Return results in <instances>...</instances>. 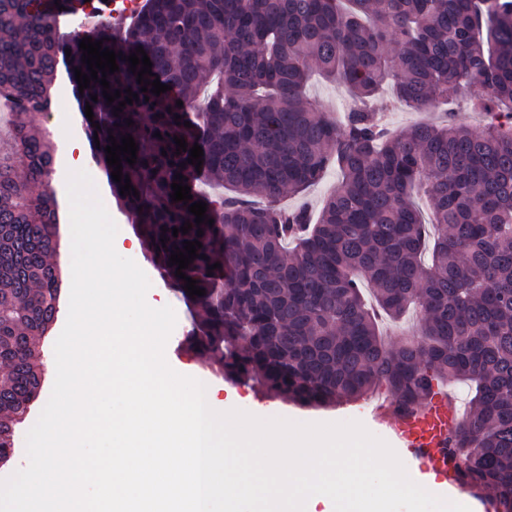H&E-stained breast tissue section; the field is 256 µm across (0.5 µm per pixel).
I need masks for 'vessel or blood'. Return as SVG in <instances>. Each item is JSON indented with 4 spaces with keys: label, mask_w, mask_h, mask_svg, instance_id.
I'll return each mask as SVG.
<instances>
[{
    "label": "vessel or blood",
    "mask_w": 512,
    "mask_h": 512,
    "mask_svg": "<svg viewBox=\"0 0 512 512\" xmlns=\"http://www.w3.org/2000/svg\"><path fill=\"white\" fill-rule=\"evenodd\" d=\"M459 418L454 399L443 389L414 413L393 415L387 425L393 437L421 469L444 477L448 474L444 455L448 434Z\"/></svg>",
    "instance_id": "1"
}]
</instances>
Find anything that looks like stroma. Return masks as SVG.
<instances>
[{"label": "stroma", "instance_id": "1", "mask_svg": "<svg viewBox=\"0 0 512 512\" xmlns=\"http://www.w3.org/2000/svg\"><path fill=\"white\" fill-rule=\"evenodd\" d=\"M56 86L65 90L66 95L61 99L62 109L73 119L69 138L73 142L84 144L83 166L92 176L103 204L111 209L112 217L118 226V233L114 240L116 251L121 256L133 259L148 276L151 282V287L146 295L148 304L155 308L168 305L176 313L177 322L165 349L169 365L179 373L206 379L216 389L219 400L235 406H247L263 417H279L310 423L357 421L388 445H395L396 440L390 434L386 424L373 415L370 399L366 398L354 403H344L328 408H301L280 398L264 397L251 386L225 382L223 378L215 375L212 361L197 357L186 349L183 339L192 327L194 312L184 303L180 294L168 287L158 272L147 262L143 248L133 247L132 242L136 238L133 217L129 213L118 210L103 168L95 163L91 150L86 147L88 137L84 130L83 113L78 107V100L73 92L66 67H59ZM52 388V382L44 383L38 401L33 404L24 421L15 427L12 455L8 462H0V479L7 478L15 471L25 467L27 460L26 434L37 421L45 401L49 400Z\"/></svg>", "mask_w": 512, "mask_h": 512}]
</instances>
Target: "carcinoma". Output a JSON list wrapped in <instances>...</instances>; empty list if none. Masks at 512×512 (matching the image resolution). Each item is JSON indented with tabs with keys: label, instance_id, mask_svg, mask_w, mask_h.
<instances>
[{
	"label": "carcinoma",
	"instance_id": "obj_1",
	"mask_svg": "<svg viewBox=\"0 0 512 512\" xmlns=\"http://www.w3.org/2000/svg\"><path fill=\"white\" fill-rule=\"evenodd\" d=\"M61 6L69 0H0V100L15 116L0 146V461L40 394L36 342L58 318L63 283L52 261L57 154L25 117L52 110L65 50L71 68L90 73L79 49L88 37L122 53L107 75L121 97L107 104L95 81L83 90L100 125L93 158L110 174L109 136L138 145L136 163L121 164L139 196L109 185L160 275L198 310L186 348L225 380L304 407L382 387L404 414L437 386L471 382L446 462L471 492L492 491L493 512H512V0H144L130 25L99 14L66 39ZM139 47L152 62L144 80L171 90L141 91L124 61ZM315 73L349 89L341 120L306 95ZM128 88L138 100L116 116ZM385 88L414 111L454 91L490 120L481 130L451 117L392 130L373 105ZM175 136L203 149L201 168ZM332 166L342 179L318 214L278 205ZM178 173L187 202L170 198ZM203 177L230 194L198 192ZM198 201L214 223H195L188 206ZM186 221L189 233L173 236ZM194 240L199 257L183 273L206 295L191 297L168 262ZM412 306L418 333L386 345L379 313L397 319Z\"/></svg>",
	"mask_w": 512,
	"mask_h": 512
}]
</instances>
